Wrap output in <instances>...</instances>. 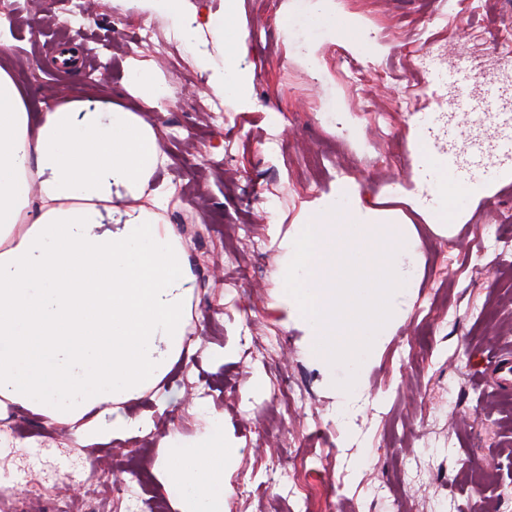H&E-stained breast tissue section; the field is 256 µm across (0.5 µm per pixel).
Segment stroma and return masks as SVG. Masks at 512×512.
<instances>
[{
    "label": "stroma",
    "mask_w": 512,
    "mask_h": 512,
    "mask_svg": "<svg viewBox=\"0 0 512 512\" xmlns=\"http://www.w3.org/2000/svg\"><path fill=\"white\" fill-rule=\"evenodd\" d=\"M287 2H236L234 59L249 77L243 106L210 94L208 71L166 17L143 16L127 0H86L75 18L63 0H0L13 42L0 67L33 104L76 86L160 127L168 163L150 184L176 188L165 218L184 237L195 276L193 350L125 407L155 432L84 446L76 425L13 405L19 426L50 449L31 473L41 495L26 497L12 481L30 441L0 425V496H12L13 512H56L63 491L102 512L95 482L63 491L54 482L77 454L89 469L108 465L116 485L127 480L124 460H137L148 494L129 495L117 512H148L146 497L166 496L162 437L200 436L203 403L223 411L240 446L224 473V512H500L512 499V391L490 377L512 347V156L496 147L512 135V57L497 45L501 31L512 32V0H334L354 21L335 34L304 23L282 32ZM142 24L153 42L139 47L132 39ZM77 32L80 65L57 70L60 45ZM134 66L153 74L164 98L132 93ZM408 84L413 101L403 107ZM452 99L471 104L462 137L448 123ZM425 144L456 155L460 176L481 174V192L444 227ZM344 186L362 207L409 226L419 274L399 299L404 322L365 372L349 431L302 349V329L275 306L281 240ZM237 224L251 236L232 260L224 239ZM491 224L497 234H488ZM412 340L424 354L402 364ZM227 346L231 354L220 356ZM256 377L265 381L258 393L249 389ZM291 382L303 383L302 398L275 403L274 391ZM318 473L327 488L310 499L298 493L295 480Z\"/></svg>",
    "instance_id": "obj_1"
}]
</instances>
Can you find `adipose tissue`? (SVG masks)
Listing matches in <instances>:
<instances>
[{"label": "adipose tissue", "instance_id": "adipose-tissue-1", "mask_svg": "<svg viewBox=\"0 0 512 512\" xmlns=\"http://www.w3.org/2000/svg\"><path fill=\"white\" fill-rule=\"evenodd\" d=\"M172 20L219 98L246 95L234 62L215 61L203 34L232 45L236 0L217 13L184 0H132ZM336 33L333 0H304L283 13ZM145 116L90 99L73 88L49 108L32 109L0 68V405L20 403L61 423L81 422L84 442L150 430V419L121 407L154 388L185 347L187 298L194 288L187 248L165 210L172 190L150 187L164 164ZM435 216L447 222L479 187L449 175L436 158ZM123 195H114L115 187ZM202 435L162 439L163 488L180 512H224V471L239 459L224 415L207 409Z\"/></svg>", "mask_w": 512, "mask_h": 512}]
</instances>
